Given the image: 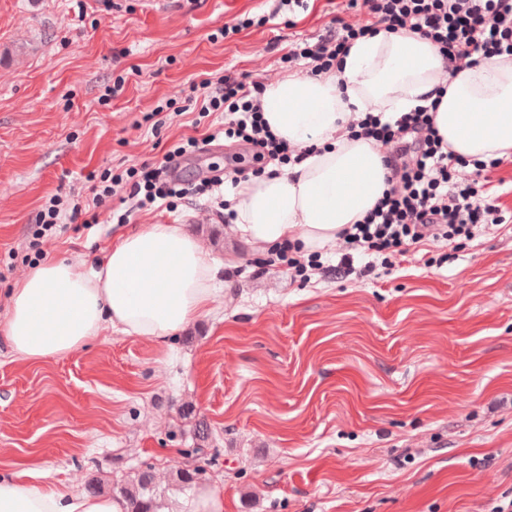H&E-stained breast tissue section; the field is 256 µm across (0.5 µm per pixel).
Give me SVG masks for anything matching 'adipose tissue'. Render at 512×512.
Returning a JSON list of instances; mask_svg holds the SVG:
<instances>
[{
	"label": "adipose tissue",
	"mask_w": 512,
	"mask_h": 512,
	"mask_svg": "<svg viewBox=\"0 0 512 512\" xmlns=\"http://www.w3.org/2000/svg\"><path fill=\"white\" fill-rule=\"evenodd\" d=\"M443 80L448 90L434 123L449 147L479 159L512 152L511 59L447 77L429 42L382 31L356 40L340 72L267 88L265 121L306 155L284 172L235 188L234 232L270 248L292 241L312 251L335 243L386 188L381 152L348 138V119L414 110ZM216 293V264L195 237L178 224H145L119 236L96 265L55 260L29 270L9 292L0 343L32 361L84 348L109 328L163 343L206 311ZM23 477L20 470L0 473V512H127L122 500L62 484L30 486Z\"/></svg>",
	"instance_id": "1"
}]
</instances>
